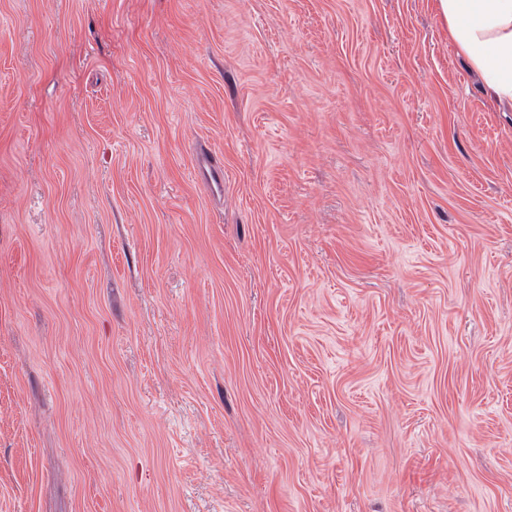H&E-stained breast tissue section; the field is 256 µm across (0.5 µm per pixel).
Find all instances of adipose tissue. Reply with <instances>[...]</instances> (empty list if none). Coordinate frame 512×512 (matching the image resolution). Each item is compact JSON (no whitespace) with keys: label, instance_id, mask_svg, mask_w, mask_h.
<instances>
[{"label":"adipose tissue","instance_id":"ef3b65f1","mask_svg":"<svg viewBox=\"0 0 512 512\" xmlns=\"http://www.w3.org/2000/svg\"><path fill=\"white\" fill-rule=\"evenodd\" d=\"M458 53L498 101H512V0H436Z\"/></svg>","mask_w":512,"mask_h":512}]
</instances>
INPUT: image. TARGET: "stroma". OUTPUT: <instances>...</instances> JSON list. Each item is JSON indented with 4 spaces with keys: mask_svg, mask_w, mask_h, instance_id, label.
I'll return each mask as SVG.
<instances>
[{
    "mask_svg": "<svg viewBox=\"0 0 512 512\" xmlns=\"http://www.w3.org/2000/svg\"><path fill=\"white\" fill-rule=\"evenodd\" d=\"M0 512H512V103L434 0H0ZM200 175L210 185L214 193H221L224 187V170L216 155L202 154Z\"/></svg>",
    "mask_w": 512,
    "mask_h": 512,
    "instance_id": "obj_1",
    "label": "stroma"
}]
</instances>
